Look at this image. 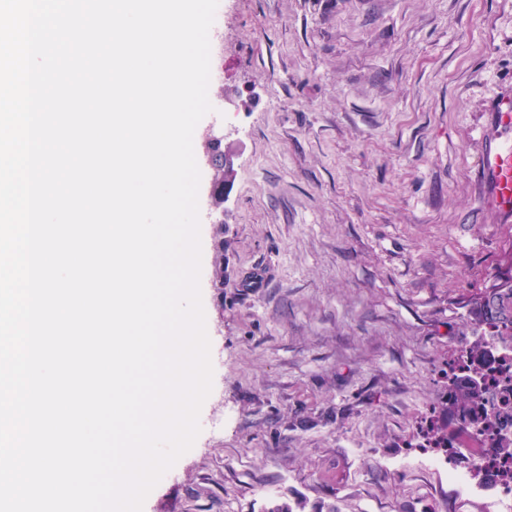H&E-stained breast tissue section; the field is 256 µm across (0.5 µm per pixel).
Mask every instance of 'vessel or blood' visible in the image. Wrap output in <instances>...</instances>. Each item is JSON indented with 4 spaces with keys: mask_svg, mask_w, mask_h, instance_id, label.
Masks as SVG:
<instances>
[{
    "mask_svg": "<svg viewBox=\"0 0 512 512\" xmlns=\"http://www.w3.org/2000/svg\"><path fill=\"white\" fill-rule=\"evenodd\" d=\"M491 124L499 132L485 144L482 158V202L500 216L512 217V96L494 100L489 107Z\"/></svg>",
    "mask_w": 512,
    "mask_h": 512,
    "instance_id": "vessel-or-blood-1",
    "label": "vessel or blood"
}]
</instances>
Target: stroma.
I'll return each instance as SVG.
<instances>
[{
  "label": "stroma",
  "mask_w": 512,
  "mask_h": 512,
  "mask_svg": "<svg viewBox=\"0 0 512 512\" xmlns=\"http://www.w3.org/2000/svg\"><path fill=\"white\" fill-rule=\"evenodd\" d=\"M213 388L142 512H485L417 433L512 222L480 202L512 0H223ZM232 106H225V99Z\"/></svg>",
  "instance_id": "35a3bbf8"
}]
</instances>
